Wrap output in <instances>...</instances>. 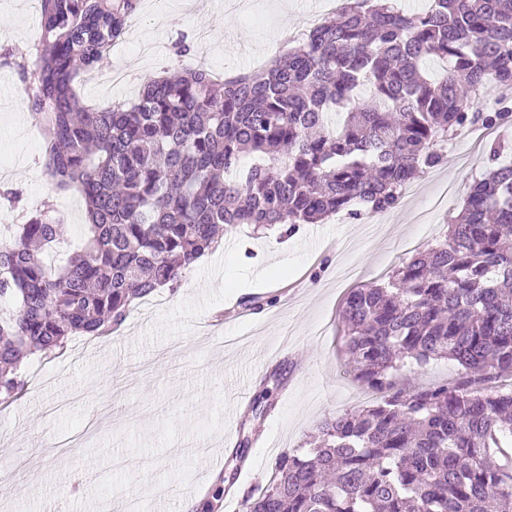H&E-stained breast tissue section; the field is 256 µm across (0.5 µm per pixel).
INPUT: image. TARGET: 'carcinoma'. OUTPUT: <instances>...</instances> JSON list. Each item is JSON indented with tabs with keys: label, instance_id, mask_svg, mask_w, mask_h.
Listing matches in <instances>:
<instances>
[{
	"label": "carcinoma",
	"instance_id": "1",
	"mask_svg": "<svg viewBox=\"0 0 512 512\" xmlns=\"http://www.w3.org/2000/svg\"><path fill=\"white\" fill-rule=\"evenodd\" d=\"M140 0H40L34 71L17 64L46 143L45 174L77 191L84 248L60 266L54 205L0 239V402L24 390L36 352L105 336L133 304L176 285L225 230L280 226L293 236L357 204L388 211L439 166L445 142L495 128L512 108H480L512 89V0H345L261 72L216 79L188 62L147 78L128 104L98 108L79 92L122 40ZM444 63L429 74L428 59ZM491 166L388 285L344 302L349 372L376 393L329 416L310 448L282 454L242 512H512V164ZM450 359L466 378L407 386L404 369Z\"/></svg>",
	"mask_w": 512,
	"mask_h": 512
}]
</instances>
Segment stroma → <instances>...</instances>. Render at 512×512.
Listing matches in <instances>:
<instances>
[{
	"mask_svg": "<svg viewBox=\"0 0 512 512\" xmlns=\"http://www.w3.org/2000/svg\"><path fill=\"white\" fill-rule=\"evenodd\" d=\"M330 13L328 0H141L103 64L119 66L122 80L86 81L80 92L99 107L127 103L147 77L178 67L182 40L217 75L251 74L267 67L270 47L287 51L284 16L299 35ZM40 38L37 0H0V180L22 192L17 208L0 200V226L24 223L53 198L65 219L61 248L45 257L55 265L83 245L86 217L78 193L54 191L39 124L16 107V64L35 63ZM488 143L449 142L442 164L386 212L336 214L285 240L274 228L225 231L177 288L137 303L119 331L73 337L51 361L31 357L26 392L0 405L9 512H90L106 494L115 504L144 499L147 512H179L188 496L201 512H228L211 497L218 478L242 495L265 485L277 457L302 447L325 416L366 405L346 373L340 305L358 285L386 284L410 245L438 239L488 167ZM254 296L263 307L228 318ZM259 399L272 408L246 448L241 421Z\"/></svg>",
	"mask_w": 512,
	"mask_h": 512,
	"instance_id": "1",
	"label": "stroma"
}]
</instances>
